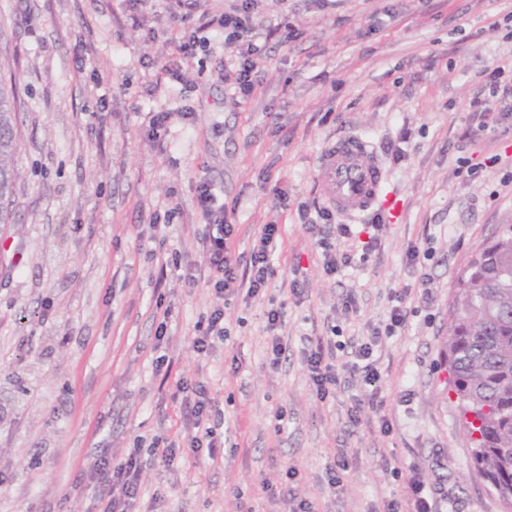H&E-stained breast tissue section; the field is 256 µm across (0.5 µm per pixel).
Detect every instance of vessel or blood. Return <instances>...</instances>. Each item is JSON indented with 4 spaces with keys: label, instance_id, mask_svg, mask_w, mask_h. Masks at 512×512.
I'll use <instances>...</instances> for the list:
<instances>
[{
    "label": "vessel or blood",
    "instance_id": "vessel-or-blood-1",
    "mask_svg": "<svg viewBox=\"0 0 512 512\" xmlns=\"http://www.w3.org/2000/svg\"><path fill=\"white\" fill-rule=\"evenodd\" d=\"M318 178L326 201L342 213H363L387 198L382 165L358 136L339 139L321 156Z\"/></svg>",
    "mask_w": 512,
    "mask_h": 512
}]
</instances>
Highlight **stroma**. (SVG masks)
Segmentation results:
<instances>
[{
	"mask_svg": "<svg viewBox=\"0 0 512 512\" xmlns=\"http://www.w3.org/2000/svg\"><path fill=\"white\" fill-rule=\"evenodd\" d=\"M510 15L512 0H258L240 98L223 28L180 54L163 0H0V79L20 103L0 232V512H99L94 463L159 438L177 457L143 470L131 512H284L286 492L314 512H405L416 482L431 512H505L472 464L443 341L459 277L512 224V117L469 107L483 67L512 65ZM352 135L375 147L395 210L354 218L325 201L318 160ZM203 182L232 214L235 252L281 227L254 297L217 299L206 279ZM314 221L351 227L352 264L325 273ZM414 246L429 256L412 265ZM219 302L225 334L197 355ZM399 304L406 324L384 335ZM317 339L335 345L323 400L303 361ZM368 341L372 385L352 368ZM182 382L213 400L215 455L190 448Z\"/></svg>",
	"mask_w": 512,
	"mask_h": 512,
	"instance_id": "1",
	"label": "stroma"
}]
</instances>
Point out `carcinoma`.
I'll return each mask as SVG.
<instances>
[{
	"mask_svg": "<svg viewBox=\"0 0 512 512\" xmlns=\"http://www.w3.org/2000/svg\"><path fill=\"white\" fill-rule=\"evenodd\" d=\"M17 94L0 84V224L19 178ZM474 467L512 512V224L478 249L459 280L445 341Z\"/></svg>",
	"mask_w": 512,
	"mask_h": 512,
	"instance_id": "1",
	"label": "carcinoma"
}]
</instances>
